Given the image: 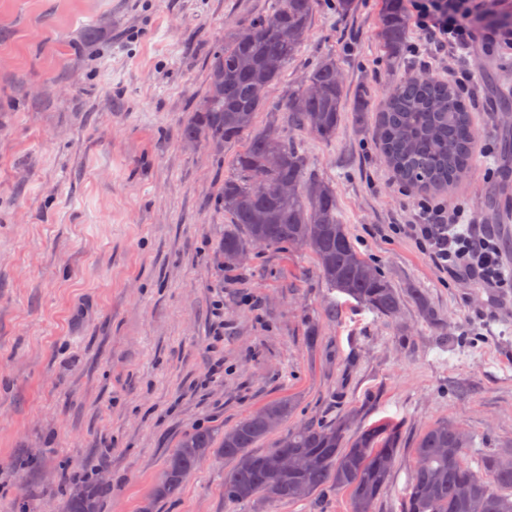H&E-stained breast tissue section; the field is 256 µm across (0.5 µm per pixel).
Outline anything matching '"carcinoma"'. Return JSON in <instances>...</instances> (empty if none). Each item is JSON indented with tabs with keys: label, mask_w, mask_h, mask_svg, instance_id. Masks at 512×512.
Listing matches in <instances>:
<instances>
[{
	"label": "carcinoma",
	"mask_w": 512,
	"mask_h": 512,
	"mask_svg": "<svg viewBox=\"0 0 512 512\" xmlns=\"http://www.w3.org/2000/svg\"><path fill=\"white\" fill-rule=\"evenodd\" d=\"M316 0H275L264 15L239 22L212 55L207 88L194 115L181 128L185 144L208 143L221 150L245 142L224 174L221 205L231 225L224 232L223 255L258 247H300L311 252L322 279L378 316L395 322L405 303L438 322L434 311L413 291L405 294L352 243L336 209L329 182L307 174L299 146L284 138L275 124L252 133L264 107L267 89L300 52ZM408 19L403 0H386L380 39L388 55L400 57ZM345 103L342 69L325 57L310 70L306 83L279 101L274 111L313 137H335ZM473 102L455 79H434L407 72L391 83L375 120V140L394 178L423 195L449 193L470 174L478 142ZM285 183L293 192L271 196L259 179ZM292 414L287 399L274 400L216 438L211 428L185 435L170 454L163 480L156 483L143 512L173 497L185 473L198 469L217 449L231 464L224 477L228 504L294 502L316 497L329 485L350 490L349 512H375L388 486L402 445L401 429L381 420L354 428L350 413L328 423L309 422L287 432ZM273 421L277 428L271 429ZM270 445L258 450V445ZM472 437L457 424L429 425L412 452V474L401 512H512V444L484 453L472 467ZM287 455L286 472L275 460ZM99 487L86 483L68 495L66 512H85L98 503Z\"/></svg>",
	"instance_id": "obj_1"
}]
</instances>
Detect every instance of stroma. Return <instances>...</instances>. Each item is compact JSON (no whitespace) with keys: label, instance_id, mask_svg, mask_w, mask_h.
I'll use <instances>...</instances> for the list:
<instances>
[{"label":"stroma","instance_id":"stroma-1","mask_svg":"<svg viewBox=\"0 0 512 512\" xmlns=\"http://www.w3.org/2000/svg\"><path fill=\"white\" fill-rule=\"evenodd\" d=\"M274 0H0V512H62V479L105 483L100 512H142L179 440L224 431L266 403L288 427L358 412L401 427L376 512H400L420 433L456 422L475 452L512 442V288L441 274L393 224L420 195L396 185L373 143L385 88L426 68L408 31L399 59L378 37L385 0H317L301 52L267 93L256 130L277 122L309 174L336 190L350 238L407 304L387 322L330 290L306 250L258 248L224 266L218 205L239 147H189L180 128L206 89L216 43ZM342 62L345 108L332 140L289 126L275 104L323 57ZM469 68L475 167L447 201L495 235L512 273V200L492 220L500 135L512 133V46L477 42ZM214 452L155 512H349V492L224 501Z\"/></svg>","mask_w":512,"mask_h":512}]
</instances>
